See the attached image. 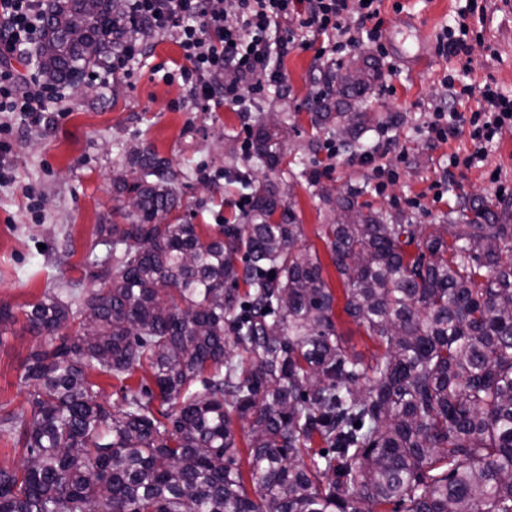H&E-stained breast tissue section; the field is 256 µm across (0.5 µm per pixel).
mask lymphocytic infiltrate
<instances>
[{"mask_svg":"<svg viewBox=\"0 0 512 512\" xmlns=\"http://www.w3.org/2000/svg\"><path fill=\"white\" fill-rule=\"evenodd\" d=\"M381 5L382 0H124L120 44L90 78L104 84L111 75H131L134 62L145 54L138 33L169 34L186 61L180 75L187 95L216 109L247 112L267 87L283 85L285 76L275 62L304 33L326 38L330 54L354 46L361 33L379 40ZM42 10L43 0H0V115L28 129L47 125L51 105L64 98L37 73L23 74L15 67L37 42ZM484 12V5L468 0L455 27L444 29L438 40L440 52L461 57L462 69L470 67L465 59L469 20ZM448 90L451 104L434 109L428 132L444 142L455 136L460 123H468L473 152L449 158L450 168L468 169L483 160L498 131L512 124V99L488 83L477 91L466 84ZM475 92L481 107L468 116L458 113L455 103Z\"/></svg>","mask_w":512,"mask_h":512,"instance_id":"obj_1","label":"lymphocytic infiltrate"}]
</instances>
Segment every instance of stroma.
<instances>
[{
	"label": "stroma",
	"mask_w": 512,
	"mask_h": 512,
	"mask_svg": "<svg viewBox=\"0 0 512 512\" xmlns=\"http://www.w3.org/2000/svg\"><path fill=\"white\" fill-rule=\"evenodd\" d=\"M465 4L383 0L385 30L410 27L413 39L426 46L428 55L420 64L402 60L392 48L379 53L366 40L322 63L315 59L322 40L313 36L309 47H293L282 61L284 86L267 91L249 112L196 105L181 80L164 78L184 63L175 38L148 34L149 56L134 63L132 76H116L105 86L89 84L79 94L66 89L64 119L41 130L16 131L9 157L15 179L0 184V305L16 316L0 332V408L27 407L31 389L21 380L25 361L49 342L29 331L26 310L45 296L65 294L70 281H82L87 292L93 288L87 263L107 253L96 228L124 221L112 179L126 168L129 146L148 148L170 161L181 200L163 220L191 221L205 237L221 224L241 223L242 214L233 205L242 192L239 172L260 182L292 183L291 201L303 226L301 244L320 258L322 275L336 297V328L350 350L375 353L376 343L344 311L342 279L320 235L321 224L329 220L327 208L305 180H292L290 174L304 168L320 172L321 185L333 192H359L360 202L405 213L417 224L440 223L475 197L491 199L497 211L512 212V125L495 136L482 162L453 173L449 155L463 158L472 150L468 126H460L444 143L427 133L431 112L446 96L448 74L458 73L467 84H493L512 97V0H486L482 36L468 40L469 73H459L456 57L438 53V34L454 25ZM358 55L380 73L368 93L352 104L373 114V129L363 139L365 151L393 173L381 185L369 167L351 162L349 150L328 159L326 146L335 141V128L316 130L309 121L321 91L336 92L347 62ZM273 112L289 113L295 128L289 163L268 170L232 144L243 141ZM495 169L500 178L494 182L489 174ZM28 187L44 200L40 214L28 208Z\"/></svg>",
	"instance_id": "stroma-1"
}]
</instances>
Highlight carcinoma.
Masks as SVG:
<instances>
[{
    "mask_svg": "<svg viewBox=\"0 0 512 512\" xmlns=\"http://www.w3.org/2000/svg\"><path fill=\"white\" fill-rule=\"evenodd\" d=\"M123 17L122 0H50L41 79L73 84L110 57ZM349 70L339 94L358 96L375 70ZM312 122L347 127L357 146L373 117L326 104ZM286 138L282 115L251 133L252 154L276 167ZM128 164L113 185L137 209L99 226L108 253L92 261L84 306L48 296L26 311L53 345L25 364L30 410L0 416L23 456L0 467V512H512L511 217L474 198L421 226L363 210L356 191L321 193L332 212L357 210L321 234L344 312L383 349L366 360L338 333L336 297L319 256L298 247L302 225L277 184L240 180L246 222L203 238L196 224L161 223L178 201L167 159L132 147ZM231 347L245 357L233 362ZM145 367L172 405L165 423L146 384L125 388L114 414L89 376L124 381ZM236 425L249 435L255 499ZM317 436L326 452L293 463ZM235 431H236L237 446L240 449V454L238 457V465L242 471L244 482H245V487L248 492V495L252 499H255L256 498V493H255L256 484H255V481L252 480L251 468L248 464V459H249L248 445H247L248 440H249L248 433H247V430H243L237 425L235 426Z\"/></svg>",
    "mask_w": 512,
    "mask_h": 512,
    "instance_id": "carcinoma-1",
    "label": "carcinoma"
}]
</instances>
